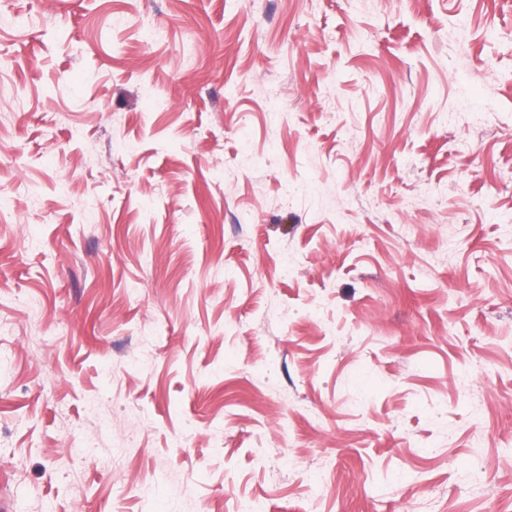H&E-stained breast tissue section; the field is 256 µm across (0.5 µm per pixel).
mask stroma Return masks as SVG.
Masks as SVG:
<instances>
[{"mask_svg": "<svg viewBox=\"0 0 512 512\" xmlns=\"http://www.w3.org/2000/svg\"><path fill=\"white\" fill-rule=\"evenodd\" d=\"M0 500L512 512V0H0Z\"/></svg>", "mask_w": 512, "mask_h": 512, "instance_id": "1", "label": "stroma"}]
</instances>
